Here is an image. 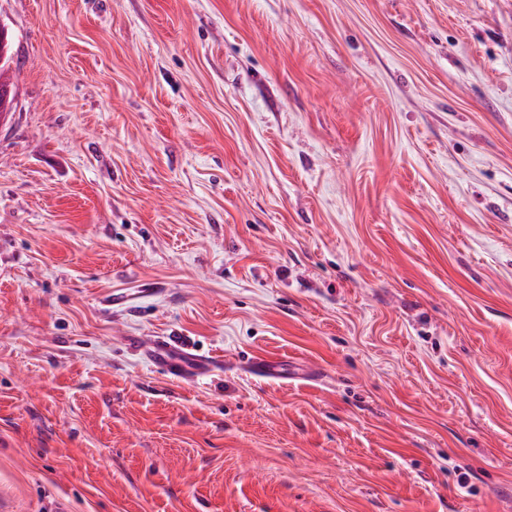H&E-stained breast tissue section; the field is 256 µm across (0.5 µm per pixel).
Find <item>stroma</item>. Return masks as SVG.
Segmentation results:
<instances>
[{"mask_svg":"<svg viewBox=\"0 0 512 512\" xmlns=\"http://www.w3.org/2000/svg\"><path fill=\"white\" fill-rule=\"evenodd\" d=\"M0 22V512H512V0ZM147 352L155 367L182 379L223 368L213 358L200 355L192 347L178 343L170 337L155 340Z\"/></svg>","mask_w":512,"mask_h":512,"instance_id":"obj_1","label":"stroma"}]
</instances>
